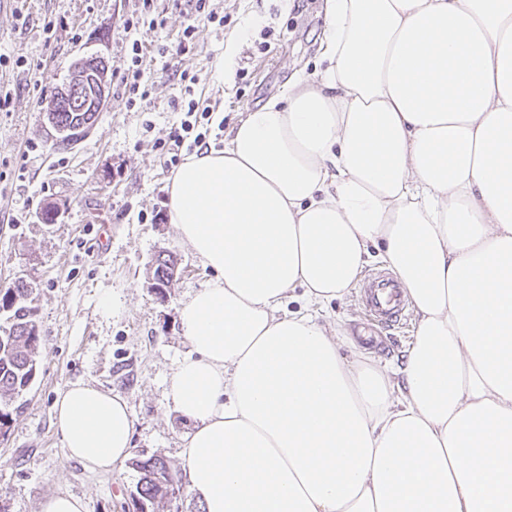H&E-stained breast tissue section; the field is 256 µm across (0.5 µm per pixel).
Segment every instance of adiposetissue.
<instances>
[{"instance_id":"1","label":"adipose tissue","mask_w":512,"mask_h":512,"mask_svg":"<svg viewBox=\"0 0 512 512\" xmlns=\"http://www.w3.org/2000/svg\"><path fill=\"white\" fill-rule=\"evenodd\" d=\"M322 69L167 186L214 277L179 307L166 388L204 512H512V0H325ZM377 258L417 315L352 361L314 314ZM301 291L309 310L290 313ZM70 458L106 472L134 419L75 384Z\"/></svg>"}]
</instances>
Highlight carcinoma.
I'll list each match as a JSON object with an SVG mask.
<instances>
[{"mask_svg": "<svg viewBox=\"0 0 512 512\" xmlns=\"http://www.w3.org/2000/svg\"><path fill=\"white\" fill-rule=\"evenodd\" d=\"M54 130L69 129L72 135L56 142V146L71 149L84 139L98 118L96 112H83L81 106L70 105L52 114H45ZM176 274V261L169 254L155 259L151 287L169 285ZM34 288L17 281L0 289V316L6 325H0V435L6 434L10 423L9 406L15 398L28 390L34 381L41 346L40 329L36 321ZM131 465L140 473L133 491L142 506L141 512H160L165 504L180 494L178 473L161 457H136Z\"/></svg>", "mask_w": 512, "mask_h": 512, "instance_id": "carcinoma-1", "label": "carcinoma"}]
</instances>
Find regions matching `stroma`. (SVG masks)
Returning a JSON list of instances; mask_svg holds the SVG:
<instances>
[{
  "instance_id": "35a3bbf8",
  "label": "stroma",
  "mask_w": 512,
  "mask_h": 512,
  "mask_svg": "<svg viewBox=\"0 0 512 512\" xmlns=\"http://www.w3.org/2000/svg\"><path fill=\"white\" fill-rule=\"evenodd\" d=\"M135 0H0V54L23 58L29 70H0V91L12 94L0 112V288L24 280L36 288L41 334L37 376L19 399L5 437L0 438V503L7 512H39L42 500L67 493L84 500L87 512H132L130 494L140 478L129 464L93 473L68 457L54 423V404L71 384L87 382L124 398L135 420L131 454L164 457L183 469V436L191 422L168 407L167 379L190 347L181 333L178 309L188 294L213 274L178 238L173 224L153 223L166 212L171 173L156 147L180 122L174 107L180 88L168 72L170 59L145 63L152 85L148 111L126 106L118 84L90 134L70 150L54 149L56 133L43 111L74 64L100 54L117 63L126 42L120 23ZM164 27L144 33L147 47L175 45L189 22L186 0H162ZM223 28H202L180 68L197 73L194 93L202 106H223L224 123L280 96L294 72L319 69L318 35L323 0H212ZM259 22L246 27L251 14ZM64 25L45 35V19ZM238 68L244 74L223 84L214 77L224 43L240 30ZM56 204L57 223L37 219ZM177 256L171 288L148 286L155 255ZM119 304L108 313L102 296ZM339 329L342 353L366 352L388 360L416 336V315L392 326L368 322L354 293L332 301L320 317Z\"/></svg>"
}]
</instances>
